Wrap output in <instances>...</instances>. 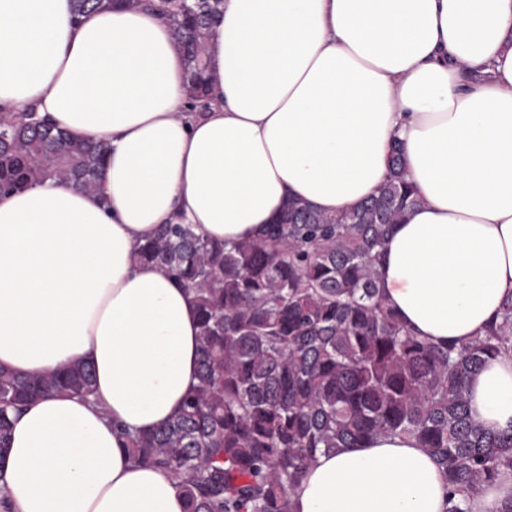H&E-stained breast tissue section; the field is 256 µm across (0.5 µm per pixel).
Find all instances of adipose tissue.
I'll list each match as a JSON object with an SVG mask.
<instances>
[{
	"label": "adipose tissue",
	"instance_id": "ef3b65f1",
	"mask_svg": "<svg viewBox=\"0 0 512 512\" xmlns=\"http://www.w3.org/2000/svg\"><path fill=\"white\" fill-rule=\"evenodd\" d=\"M211 108L190 111L171 29L138 8L76 20L73 0H0V112L26 107L110 150L100 193L46 182L0 195V368L72 364L96 402L51 394L15 416L0 460L11 512H187L171 475L133 463L193 385L185 288L138 264L159 225L237 242L288 199L335 214L377 194L401 143L422 198L384 243L378 286L415 336L468 345L512 295V0H224ZM512 432V355L471 381ZM411 436L321 454L292 512H445ZM512 504V469L472 512Z\"/></svg>",
	"mask_w": 512,
	"mask_h": 512
}]
</instances>
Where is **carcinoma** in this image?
Wrapping results in <instances>:
<instances>
[{
    "instance_id": "cac0c4a2",
    "label": "carcinoma",
    "mask_w": 512,
    "mask_h": 512,
    "mask_svg": "<svg viewBox=\"0 0 512 512\" xmlns=\"http://www.w3.org/2000/svg\"><path fill=\"white\" fill-rule=\"evenodd\" d=\"M115 0H74L81 20ZM150 5L182 55L188 105L212 100L207 44L224 0H121ZM108 145L87 143L25 109L0 113V195L46 181L98 193ZM422 203L406 179L400 143L379 194L322 214L288 200L254 239L226 243L189 224H164L135 260L176 280L199 325L196 383L160 428L127 434L137 464L169 473L188 512H290V496L319 453L376 438H416L448 482L445 512L512 467V433L470 411L471 377L512 354V296L485 335L460 349L412 335L384 303L377 268L392 227ZM90 366L30 376L0 370V453L9 413L53 393L94 395Z\"/></svg>"
}]
</instances>
